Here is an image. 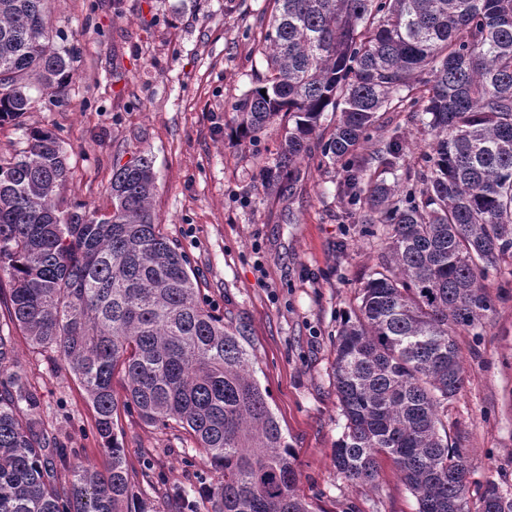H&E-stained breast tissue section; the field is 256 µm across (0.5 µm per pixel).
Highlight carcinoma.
I'll return each instance as SVG.
<instances>
[{"label":"carcinoma","instance_id":"1","mask_svg":"<svg viewBox=\"0 0 512 512\" xmlns=\"http://www.w3.org/2000/svg\"><path fill=\"white\" fill-rule=\"evenodd\" d=\"M48 2L0 0V125L67 88L70 57L51 45ZM272 2L259 38L266 70L238 103L233 136L251 142L283 123L260 174L275 195L294 189L296 163L317 140L359 204L357 223L384 230L378 269L336 338L345 431L333 464L371 483L387 456L417 512H470L467 451L449 444L444 418L464 383L455 336L491 310L488 272L512 258V0ZM328 110L336 121L326 130ZM380 112L412 113L430 138L414 163L395 130L359 153ZM371 168L378 177L363 189ZM70 176L46 128L0 158V305L82 386L109 456L100 469L75 461L48 434L1 328L0 512H148L136 508L138 482L115 433L121 410L183 429L195 457L222 470L208 512H311L255 378L249 324L203 305L158 224L152 158L112 167L104 211L62 207ZM166 494L178 512H197L189 489ZM478 512H512V497L489 480Z\"/></svg>","mask_w":512,"mask_h":512}]
</instances>
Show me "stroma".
Returning a JSON list of instances; mask_svg holds the SVG:
<instances>
[{"label":"stroma","mask_w":512,"mask_h":512,"mask_svg":"<svg viewBox=\"0 0 512 512\" xmlns=\"http://www.w3.org/2000/svg\"><path fill=\"white\" fill-rule=\"evenodd\" d=\"M270 0H51L55 47L69 50L61 104L41 100L22 125H0V156L36 127L55 131L68 156L66 203L109 206L112 166L142 154L156 172L153 200L163 232L189 258L205 303L225 320H247L272 408L292 449L297 491L312 512H416L393 462L380 458L371 483H352L333 464L344 431L333 366L336 334L377 263L337 165L299 160L291 194H265L258 177L281 138L230 139L238 101L265 62L259 32ZM492 309L457 338L465 383L448 404V431L468 449L469 505L486 480L512 495V260L489 271ZM16 371L36 389L45 428L76 457L103 466L94 412L75 378L16 336ZM117 433L133 471L151 458L169 484L190 489L198 512L221 471L194 464L180 428L121 414Z\"/></svg>","instance_id":"1"}]
</instances>
